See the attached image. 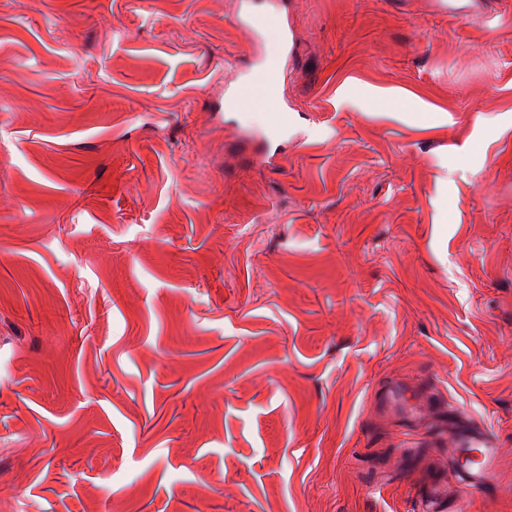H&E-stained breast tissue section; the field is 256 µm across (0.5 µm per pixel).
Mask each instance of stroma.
I'll return each instance as SVG.
<instances>
[{
	"label": "stroma",
	"mask_w": 512,
	"mask_h": 512,
	"mask_svg": "<svg viewBox=\"0 0 512 512\" xmlns=\"http://www.w3.org/2000/svg\"><path fill=\"white\" fill-rule=\"evenodd\" d=\"M0 0V512H512V11ZM262 50L303 141L257 158ZM420 389L412 420L389 386ZM419 451L399 466L403 437ZM225 88L228 92L225 106L241 105L253 97H263L272 90V84L267 73L265 57L254 58L246 71L234 70L226 78ZM452 451L463 483L448 511L464 512L465 504L482 496L493 483L496 461L501 454L492 435L483 428L451 424Z\"/></svg>",
	"instance_id": "1"
}]
</instances>
